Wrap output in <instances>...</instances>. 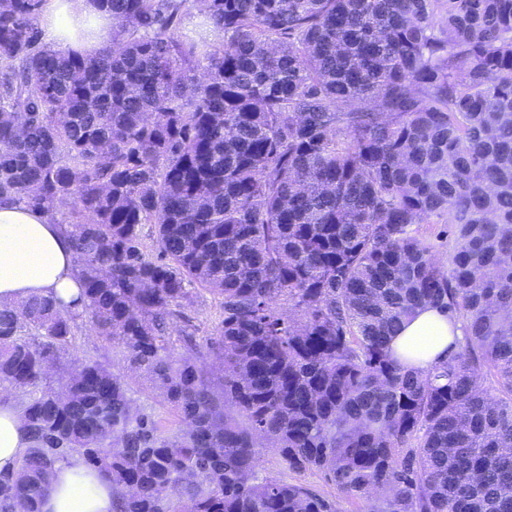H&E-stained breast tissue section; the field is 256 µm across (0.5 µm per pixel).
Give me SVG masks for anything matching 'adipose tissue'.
Wrapping results in <instances>:
<instances>
[{"label":"adipose tissue","instance_id":"adipose-tissue-1","mask_svg":"<svg viewBox=\"0 0 512 512\" xmlns=\"http://www.w3.org/2000/svg\"><path fill=\"white\" fill-rule=\"evenodd\" d=\"M42 41L55 49L96 55L112 29V17L96 0H47L38 19ZM72 243L45 212L26 205L0 203V305L20 306L35 295L52 296L61 305L81 306L82 285L75 274ZM463 336L459 322L425 307L406 320L391 341L405 365L425 370L444 361ZM29 446L23 408L0 401V473L16 472ZM112 484L81 457L56 464L43 512H112Z\"/></svg>","mask_w":512,"mask_h":512}]
</instances>
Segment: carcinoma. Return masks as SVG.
I'll list each match as a JSON object with an SVG mask.
<instances>
[{"label":"carcinoma","instance_id":"carcinoma-1","mask_svg":"<svg viewBox=\"0 0 512 512\" xmlns=\"http://www.w3.org/2000/svg\"><path fill=\"white\" fill-rule=\"evenodd\" d=\"M44 2L0 3V199L70 209L95 331L183 429L97 360L55 391L73 316L1 307L31 445L0 512H41L73 455L116 512H338L261 476L260 432L358 512H512V0H195L218 43L179 35L187 0H98L95 57L42 44ZM192 283L222 298L216 383L163 355ZM425 306L463 337L420 372L390 342ZM443 222L444 220H441L442 224H421L419 231L420 237L431 248L432 253L445 259L448 257L450 237L448 238V226Z\"/></svg>","mask_w":512,"mask_h":512}]
</instances>
